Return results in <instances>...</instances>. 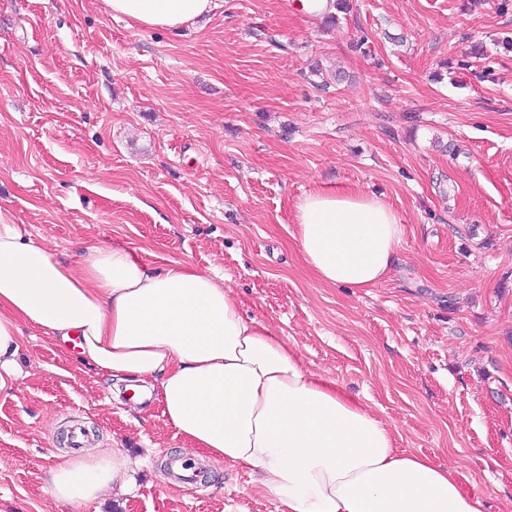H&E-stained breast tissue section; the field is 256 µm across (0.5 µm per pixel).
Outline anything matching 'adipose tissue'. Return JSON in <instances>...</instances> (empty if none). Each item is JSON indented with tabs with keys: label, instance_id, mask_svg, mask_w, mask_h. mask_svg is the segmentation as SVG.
I'll return each instance as SVG.
<instances>
[{
	"label": "adipose tissue",
	"instance_id": "obj_1",
	"mask_svg": "<svg viewBox=\"0 0 512 512\" xmlns=\"http://www.w3.org/2000/svg\"><path fill=\"white\" fill-rule=\"evenodd\" d=\"M109 15L178 31L214 0H101ZM299 252L332 287L369 291L398 262L394 210L352 191L313 190L294 206ZM76 344L96 373L158 385L162 415L192 449L243 466L278 512H481L479 495L336 383L295 346L248 318L223 279L171 260L155 267L121 245L86 243L60 262L0 207V392L20 379L22 327ZM124 452L60 455L51 497L89 512L123 489Z\"/></svg>",
	"mask_w": 512,
	"mask_h": 512
}]
</instances>
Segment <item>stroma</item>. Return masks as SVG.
Here are the masks:
<instances>
[{"label":"stroma","mask_w":512,"mask_h":512,"mask_svg":"<svg viewBox=\"0 0 512 512\" xmlns=\"http://www.w3.org/2000/svg\"><path fill=\"white\" fill-rule=\"evenodd\" d=\"M216 3L173 34L100 0H0V206L67 261L94 239L224 276L402 448L456 473L483 512H512V8L351 0L331 28L303 0ZM314 189L397 213L400 261L378 288L311 275L292 233ZM17 361L0 512H70L45 476L73 425L132 461L131 492L100 512H275L229 462L199 457L205 482L167 484L185 443L158 398L134 409L77 348L26 327Z\"/></svg>","instance_id":"obj_1"}]
</instances>
